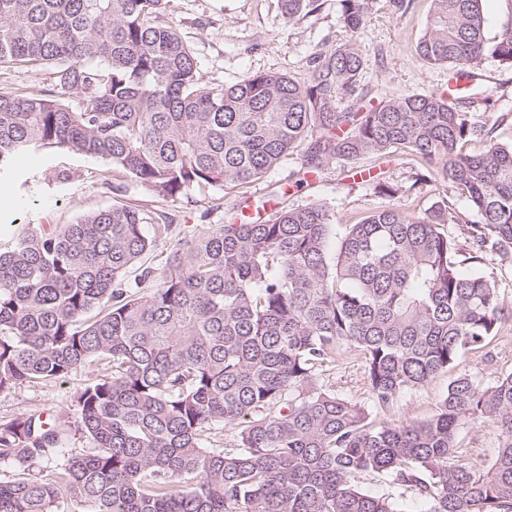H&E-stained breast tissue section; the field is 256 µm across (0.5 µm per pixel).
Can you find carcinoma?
I'll use <instances>...</instances> for the list:
<instances>
[{
  "label": "carcinoma",
  "instance_id": "cac0c4a2",
  "mask_svg": "<svg viewBox=\"0 0 512 512\" xmlns=\"http://www.w3.org/2000/svg\"><path fill=\"white\" fill-rule=\"evenodd\" d=\"M171 0H0V67L48 64L53 88L0 93V178L26 150L59 147L105 163L99 180L130 178L163 201L238 190L224 223L170 253L147 291L125 289L142 257L169 239L164 212L125 200L72 224H29L0 250V394L59 380L94 361L109 372L71 401L85 454L40 414L0 422V512H54L61 491L81 512H512V372L486 384L459 372L421 421H378L321 381L352 353L380 408L427 386L488 346L512 310L481 268L512 253V145L470 121L448 95L415 93L345 111L363 66L346 46L311 59L303 82L257 73L212 86L176 27ZM317 0H278L289 24ZM482 0H431L418 58L470 78L486 52L512 62V22L483 37ZM370 0H342L360 29ZM80 98L79 109L65 98ZM472 138L479 154L463 152ZM296 183L325 163L367 168L389 204L337 228L330 208L267 207L243 191L295 148ZM415 162L419 182L467 195L466 221L445 198L419 213L374 170ZM466 225L459 242L444 231ZM493 420L487 465L458 451L466 428ZM239 428L235 448L218 426ZM57 459L58 479L37 468ZM387 475L396 495L359 479Z\"/></svg>",
  "mask_w": 512,
  "mask_h": 512
}]
</instances>
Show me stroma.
Masks as SVG:
<instances>
[{"mask_svg": "<svg viewBox=\"0 0 512 512\" xmlns=\"http://www.w3.org/2000/svg\"><path fill=\"white\" fill-rule=\"evenodd\" d=\"M430 0H374L358 31L345 28L340 20L341 0H318L312 13L281 25L277 0H171L161 14L164 22L175 24L182 40L191 49L201 73L213 84L230 86L257 73H280L297 80L309 76V62L318 55H330L338 48H354L363 59L357 84L358 95L378 99L379 95L399 97L417 92L442 93L448 89L449 70L427 64L415 47L424 35ZM470 69L479 78L478 95L460 106L476 122L496 125L499 141L512 144V63L487 53ZM53 83L50 69L41 67H1L0 91H40ZM303 148H295L264 178L251 184L254 198L278 202L286 198L297 207L318 200L334 212L337 223L354 224L381 206L373 182L354 177L351 164L342 160L326 163L309 184L296 186V173L303 160ZM100 160L57 148H41L19 155L9 175L0 180V245L10 242L27 224H67L80 215L111 205L116 197L135 201L148 209L168 213L173 235L145 259L146 266L163 269L170 252L192 237L200 226L224 221L225 210L237 201L232 191L215 197L195 195L176 202H163L140 184L124 181L115 192L97 178ZM70 175L68 182L57 179L58 172ZM414 164L403 159L385 168L386 179L398 186L397 206L421 212L448 197L459 214L472 217L465 194L447 182L414 187ZM460 371L488 382L512 372V322H505L493 342L484 350L466 355ZM105 371L104 364L92 363L61 380L24 385L0 394V421L32 413L72 424L75 415L71 398ZM322 379L338 396L369 404L370 395L360 360L347 355L327 366ZM448 384L440 377L420 390L398 397L387 409L373 408L384 420H419L430 416ZM499 428L488 421L459 434L457 446L470 461L486 464L495 456Z\"/></svg>", "mask_w": 512, "mask_h": 512, "instance_id": "1", "label": "stroma"}]
</instances>
